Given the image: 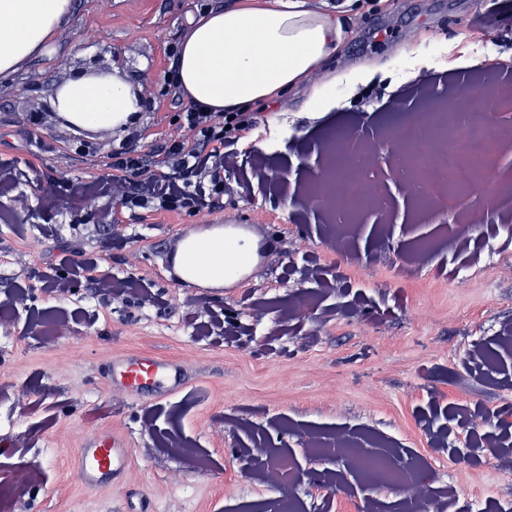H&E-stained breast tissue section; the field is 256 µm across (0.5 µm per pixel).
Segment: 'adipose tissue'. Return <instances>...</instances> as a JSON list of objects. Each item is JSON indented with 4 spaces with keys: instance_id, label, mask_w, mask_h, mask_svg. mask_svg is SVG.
<instances>
[{
    "instance_id": "ef3b65f1",
    "label": "adipose tissue",
    "mask_w": 512,
    "mask_h": 512,
    "mask_svg": "<svg viewBox=\"0 0 512 512\" xmlns=\"http://www.w3.org/2000/svg\"><path fill=\"white\" fill-rule=\"evenodd\" d=\"M73 0H0V81L42 57ZM340 22L305 0L209 12L192 19L180 46L177 75L185 98L206 112H236L305 84L340 42ZM52 106L69 123L110 129L141 110L128 79L85 72L67 79ZM250 260L237 240L204 239L183 256L200 280L220 283Z\"/></svg>"
}]
</instances>
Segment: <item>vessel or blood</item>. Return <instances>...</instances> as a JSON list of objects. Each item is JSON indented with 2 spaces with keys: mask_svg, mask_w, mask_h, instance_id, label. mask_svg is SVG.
Listing matches in <instances>:
<instances>
[{
  "mask_svg": "<svg viewBox=\"0 0 512 512\" xmlns=\"http://www.w3.org/2000/svg\"><path fill=\"white\" fill-rule=\"evenodd\" d=\"M110 383L127 395L159 398L176 394L184 385L183 361L155 353L122 354L113 358ZM132 461L131 443L123 433L101 431L78 448L72 467L83 485L96 488L126 481Z\"/></svg>",
  "mask_w": 512,
  "mask_h": 512,
  "instance_id": "1",
  "label": "vessel or blood"
}]
</instances>
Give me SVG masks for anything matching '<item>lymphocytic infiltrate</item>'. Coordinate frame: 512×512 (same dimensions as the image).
Returning <instances> with one entry per match:
<instances>
[{"mask_svg": "<svg viewBox=\"0 0 512 512\" xmlns=\"http://www.w3.org/2000/svg\"><path fill=\"white\" fill-rule=\"evenodd\" d=\"M179 121L191 137L171 143L167 153L182 177L147 179L137 191L140 203L155 199L166 210L202 206L207 192L223 191L222 174L236 164L228 145L244 137L257 124L251 112H206L198 107L181 113Z\"/></svg>", "mask_w": 512, "mask_h": 512, "instance_id": "1", "label": "lymphocytic infiltrate"}]
</instances>
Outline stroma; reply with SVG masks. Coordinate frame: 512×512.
I'll list each match as a JSON object with an SVG mask.
<instances>
[{
  "label": "stroma",
  "instance_id": "35a3bbf8",
  "mask_svg": "<svg viewBox=\"0 0 512 512\" xmlns=\"http://www.w3.org/2000/svg\"><path fill=\"white\" fill-rule=\"evenodd\" d=\"M241 0H74L50 55L0 82V168L16 184L0 198V512H268L292 498L297 512H408L401 487L366 486L344 458L314 454L315 440H347L405 467L452 512H501L512 505V471L487 441L512 435V232L465 227L440 204L423 233L438 243L428 260L405 217L377 230L362 214L335 246L327 224L300 208L293 188L248 178L261 153L275 169L317 168L335 129L379 133L447 100L460 75L512 73V0H308L339 17L343 36L313 76L335 85L326 112L303 110L302 90L253 104L257 127L232 147L236 168L224 192L196 210L130 201L150 173L178 177L166 156L188 138L178 123L191 104L175 78L189 19ZM121 55L124 73L150 110L112 134L49 130L54 88L85 63ZM370 80L347 84L357 67ZM431 83L418 98L419 77ZM151 155V169L112 168L117 152ZM120 176L125 195L82 199L86 184ZM74 199L48 209L45 196ZM112 211L100 223L99 210ZM251 224L249 273L215 286L180 280L167 263L178 235L197 224ZM133 281L153 301L115 298L92 281L104 273ZM65 276L70 290L51 292ZM26 300H13L17 291ZM72 317L54 336L47 323ZM497 353L496 371L465 370L476 340ZM143 352L187 366L175 395L142 400L112 392L107 362ZM464 418L435 442L449 413ZM124 431L132 464L119 486L88 488L71 460L83 439ZM469 461L452 454L458 439ZM291 454V483L275 487L250 472L257 444Z\"/></svg>",
  "mask_w": 512,
  "mask_h": 512
}]
</instances>
